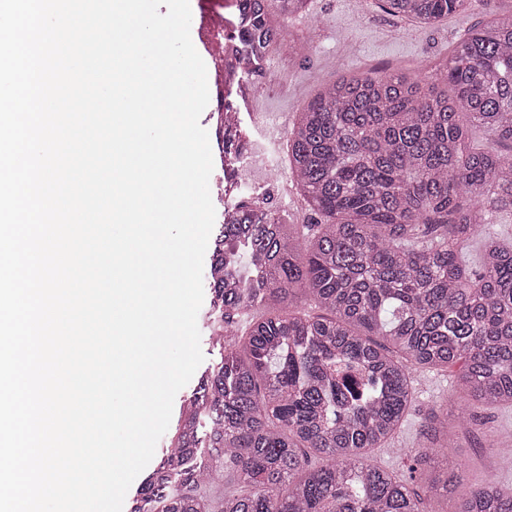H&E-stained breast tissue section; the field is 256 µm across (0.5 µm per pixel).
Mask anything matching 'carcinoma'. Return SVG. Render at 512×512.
<instances>
[{
	"label": "carcinoma",
	"instance_id": "1",
	"mask_svg": "<svg viewBox=\"0 0 512 512\" xmlns=\"http://www.w3.org/2000/svg\"><path fill=\"white\" fill-rule=\"evenodd\" d=\"M310 0H240L256 61L278 16ZM421 24L471 0H381ZM481 128L502 150L472 144ZM310 224L242 202L215 241L208 285L221 360L182 412L131 512H424L369 458L417 399L416 368H459L473 403L512 406V14L472 29L444 67L340 77L288 133ZM482 256L465 260L475 236ZM415 460L453 445L435 414ZM458 512H512L476 489Z\"/></svg>",
	"mask_w": 512,
	"mask_h": 512
}]
</instances>
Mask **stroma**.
Here are the masks:
<instances>
[{
  "instance_id": "35a3bbf8",
  "label": "stroma",
  "mask_w": 512,
  "mask_h": 512,
  "mask_svg": "<svg viewBox=\"0 0 512 512\" xmlns=\"http://www.w3.org/2000/svg\"><path fill=\"white\" fill-rule=\"evenodd\" d=\"M512 11V0H472L468 10L449 15L432 24H420L388 15L375 0H310L306 13L283 22L284 30L308 29L312 20H319L315 47L307 59L294 58L287 50L275 53L267 72L258 73V91L252 103V113L265 128L260 140L245 138V149L262 142L268 158H284L282 139L287 135L297 112L315 96L319 88L340 75L359 76L365 73L396 72L407 74L423 68L445 64L457 43L474 27L488 21L490 13ZM209 104L200 117V124L209 135L213 157L210 180L216 224H223L226 199L217 187L224 177V151L220 138L224 128L218 115L224 101L217 87L209 89ZM264 182L262 194L277 217L286 224H307L311 216L296 189L268 181L264 172H256ZM216 312L211 299H204L198 314L200 346L204 360L190 382L175 396L173 410L181 412L196 390L202 375L211 371L220 360V347L212 336ZM414 386L419 398L408 410L403 425L396 433L392 448H374L369 456L374 463L408 476L410 469L420 473L445 475L448 462L461 463L463 470L451 487L449 495L425 493V512H455L473 491L485 482L496 483L504 494L512 493V407L466 410L462 401L453 398L457 386L455 372L416 370ZM449 411L455 417L456 438L447 457L437 453L421 464H414L406 448L416 445L430 422L431 411Z\"/></svg>"
}]
</instances>
